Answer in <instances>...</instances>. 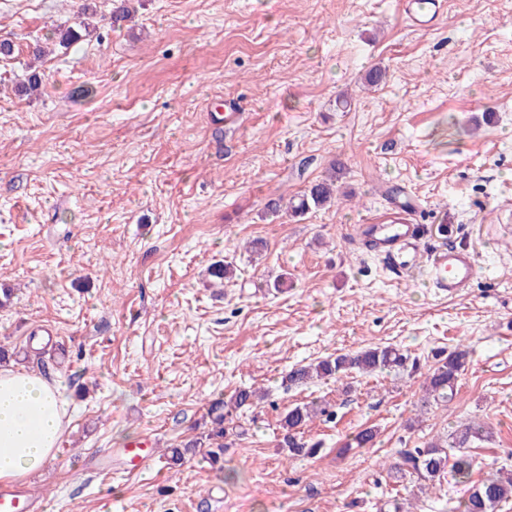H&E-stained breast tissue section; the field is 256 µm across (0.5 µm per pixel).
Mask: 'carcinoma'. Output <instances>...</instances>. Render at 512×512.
Instances as JSON below:
<instances>
[{"instance_id": "carcinoma-1", "label": "carcinoma", "mask_w": 512, "mask_h": 512, "mask_svg": "<svg viewBox=\"0 0 512 512\" xmlns=\"http://www.w3.org/2000/svg\"><path fill=\"white\" fill-rule=\"evenodd\" d=\"M140 0H113L112 22L129 21L135 17ZM336 200V174L315 182L303 192L298 201L282 204V200L272 199L268 208L277 212L285 207L295 215H304L311 209L331 205ZM209 275L217 282L224 283L234 276L233 267L228 262H215ZM436 363L426 378L425 393L435 401H448L457 391L459 376L464 371L469 357L465 348H456L445 353H435ZM410 357L393 346L370 347L352 354H339L334 358L317 363L296 365L288 371V383L305 385L314 379L339 378L353 372L371 375L383 372H400L407 368ZM258 392L252 388L236 390L227 399L210 403L207 411L206 430L199 436L183 443L181 447L170 449L168 464L179 465L186 457L203 451L210 462L216 464L224 456V438L227 435L226 423L238 418L256 405ZM326 413V408L317 402L298 404L280 419L283 431L281 447L288 456H315L320 452L315 444L304 439V429L314 418ZM489 437L484 427L475 422H462L444 439L427 443L424 447L408 449L400 454L395 469L402 474L415 475L427 482L443 478L448 465L449 450L456 451L453 457V472L457 481H469L474 461L466 448L474 440ZM512 500V472L490 474L473 484L468 495L459 501L457 512H499L501 506Z\"/></svg>"}]
</instances>
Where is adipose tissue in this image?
<instances>
[{
  "label": "adipose tissue",
  "instance_id": "obj_1",
  "mask_svg": "<svg viewBox=\"0 0 512 512\" xmlns=\"http://www.w3.org/2000/svg\"><path fill=\"white\" fill-rule=\"evenodd\" d=\"M67 412L55 381L23 368L0 369V482L42 469L58 447Z\"/></svg>",
  "mask_w": 512,
  "mask_h": 512
}]
</instances>
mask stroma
Returning a JSON list of instances; mask_svg holds the SVG:
<instances>
[{"mask_svg": "<svg viewBox=\"0 0 512 512\" xmlns=\"http://www.w3.org/2000/svg\"><path fill=\"white\" fill-rule=\"evenodd\" d=\"M84 0H0V345L60 383L68 419L26 487L44 512H455L467 484L391 465L459 422L473 480L512 469V0H445L411 26L400 0H142L64 48ZM50 47L34 62L36 46ZM37 63L40 95L18 86ZM384 80L366 90L373 68ZM334 206L269 213L327 175ZM405 199L430 217L426 247L474 252L468 288L443 298L401 282L359 224ZM262 241L260 252L247 249ZM232 262L214 286L208 266ZM287 275L288 288L273 287ZM393 345L409 373L303 386L288 370ZM470 350L458 394L423 400L434 350ZM267 396L238 421L221 465L169 467L236 389ZM329 413L305 429L318 456L288 457V408ZM372 427V447L345 450ZM149 434L138 475L87 477L97 452Z\"/></svg>", "mask_w": 512, "mask_h": 512, "instance_id": "35a3bbf8", "label": "stroma"}]
</instances>
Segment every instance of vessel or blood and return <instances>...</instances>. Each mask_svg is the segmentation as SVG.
<instances>
[{
	"mask_svg": "<svg viewBox=\"0 0 512 512\" xmlns=\"http://www.w3.org/2000/svg\"><path fill=\"white\" fill-rule=\"evenodd\" d=\"M403 12L412 25H432L444 7V0H403ZM363 239L389 260L399 273L411 274L425 267L428 283L443 297L456 295L468 287L476 274L474 255L466 250L439 246L424 251V231L414 221L410 204L399 205L390 223L364 224ZM123 473L133 475L149 469L155 450L148 441H136L119 449ZM39 498L25 487L0 488V512H38Z\"/></svg>",
	"mask_w": 512,
	"mask_h": 512,
	"instance_id": "vessel-or-blood-1",
	"label": "vessel or blood"
}]
</instances>
